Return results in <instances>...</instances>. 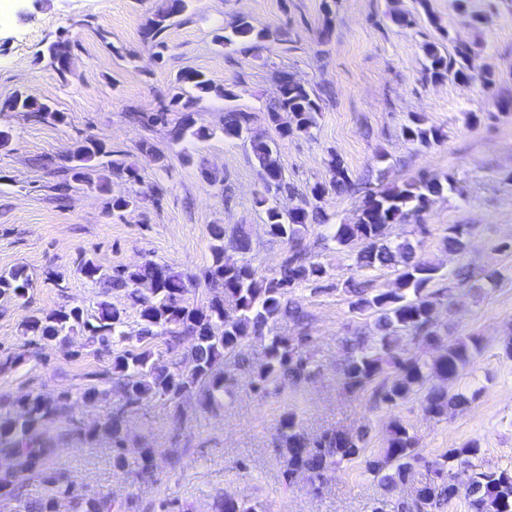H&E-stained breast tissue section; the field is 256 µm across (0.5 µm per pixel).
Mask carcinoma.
<instances>
[{
    "label": "carcinoma",
    "mask_w": 512,
    "mask_h": 512,
    "mask_svg": "<svg viewBox=\"0 0 512 512\" xmlns=\"http://www.w3.org/2000/svg\"><path fill=\"white\" fill-rule=\"evenodd\" d=\"M184 8L185 0H165L149 20L146 33L151 37L156 56H162L167 48L163 34ZM441 37L452 43L451 51L442 52L437 42L423 46L425 69L432 79L442 80L451 75L463 83L480 81L488 85L493 82L492 72L481 67L470 44L453 40L447 31L442 32ZM263 38V32L240 18L229 33L216 35L215 41L227 46ZM47 54L61 75L70 72V43L53 42L47 47ZM278 80L282 82L281 91L266 112V121L283 137L310 133L321 112L313 90L302 82H290L287 71L279 72ZM210 94L223 96L225 92L198 71H182L176 77L170 107L147 117L140 115L138 119L147 125L161 124L169 128L171 140L177 144L190 138H204L206 128L196 126L193 113L186 108L194 100ZM10 103L16 109L29 112L36 121L58 116L49 104L31 95L17 94ZM283 113L289 117L286 125L280 122ZM253 120L250 112L224 113V137L242 138L243 131ZM403 136L412 143L428 146L440 140L442 131L415 115L404 126ZM249 145L263 179L272 180L276 193L293 194L294 187L285 180L279 164L275 142L257 138L250 140ZM101 158L107 159L112 172L137 179L136 167L114 157L112 147L105 141L89 137L73 150L72 165L63 170V177L54 185V190L65 195L73 182L92 183L95 161ZM329 167L330 182L314 185L311 188L313 202H304L288 220L281 217L278 206L269 203L268 198L257 200V204L265 207L267 235L288 244V253L270 275L259 272L248 260H225L227 251L240 254L252 251V238L243 224L229 232L220 225L212 228L211 263L199 276L154 261L109 273L90 258L80 259L77 270L89 281L105 288L97 302V315L91 319L78 305L62 306L31 315L24 329L43 341L58 344L69 343L71 335L78 333L85 338V346H99L110 352L112 362L109 369L95 374L97 383L94 385L76 393L24 395L12 401V412L0 415V499L16 501V512H58L62 498L72 499L77 512H124L123 504L109 493L92 488L76 493L66 483L64 475L46 471L45 465L54 451L58 434L86 442L104 434L112 440L116 467L125 468L132 456L137 463L135 477L150 475L157 450L126 446L128 420L155 399L177 401L192 394L204 409L224 404V397L231 395L222 369L224 358L241 355V345L250 336L267 339L263 360L250 366L255 390L266 393L285 381L299 385L314 376L312 363L306 355L313 341L308 330L287 337L271 334V327L284 317L298 325H307L308 314L289 298V294L305 283L328 277L326 267L309 256L306 237L312 224L322 218L318 202L331 191L349 193L354 188L339 159L331 158ZM446 188L452 189L453 184L443 183L438 176H424L371 193L365 197L356 221L336 225L332 234L340 252L354 245L359 247L354 257L356 271L382 267L398 271L394 288L375 289L371 281L359 277H351L344 283L342 292L352 311L374 316L373 335L355 333L344 340L345 389L352 393L369 390L375 405L391 408L417 398L424 413L437 420L468 405L466 394L450 391L448 383L461 378L481 352L477 336L448 338V328L441 323L439 310L448 304L452 286L478 290L495 288L501 274L488 269L477 275L469 266L461 265L447 279L440 266L421 254L409 240L393 245L386 242L385 231L425 211ZM468 235L467 225H452L441 241V248L461 253L467 246ZM199 279L208 290V298L202 305H192L187 297L188 284ZM30 288L32 277L25 267L0 273V296L23 299ZM111 290L124 292L131 305L138 308L137 346L126 344L129 337L123 331L125 309L107 300ZM158 336L166 337L172 347L184 340L190 341V367L156 357L151 340ZM407 337L424 348H438V354L404 356L402 342ZM100 383L115 386L120 399L103 422L87 425L75 419L72 410L79 400L93 401L99 394ZM275 440L284 458L286 482H292L299 475L323 482L341 464L363 453L368 431L338 429L311 437L302 428L297 414L286 410L280 416ZM479 453V443L471 441L427 461L407 423L392 418L386 428L383 448L367 460V471L390 495L379 502L374 512H439L442 505L458 496L468 501L471 512H512V469L478 472L474 470L473 459ZM421 465L433 477L415 485L412 476ZM462 465L471 467V474L466 483L459 485L454 474ZM33 473L42 477L50 492L37 501H26L17 497L16 491ZM218 512H261V504L226 496L218 505Z\"/></svg>",
    "instance_id": "1"
}]
</instances>
